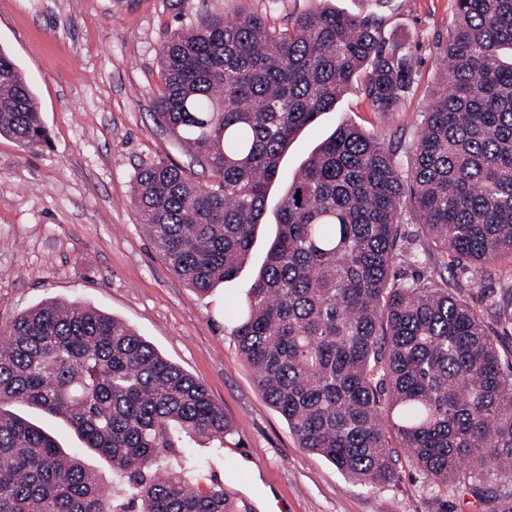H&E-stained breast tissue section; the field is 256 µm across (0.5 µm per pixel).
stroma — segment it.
<instances>
[{"label": "stroma", "mask_w": 512, "mask_h": 512, "mask_svg": "<svg viewBox=\"0 0 512 512\" xmlns=\"http://www.w3.org/2000/svg\"><path fill=\"white\" fill-rule=\"evenodd\" d=\"M317 0H0V49L26 75L50 134L26 150L0 137V319L47 300L80 301L130 325L158 352L199 378L234 431L223 444L182 439L178 455L202 483L254 502L259 512H484L465 487L440 498L406 449L398 476L370 487L298 447L261 396L231 328L276 227L260 225L239 276L201 295L175 275L138 223L135 175L158 161L188 164L154 121L163 87L158 49L171 28L246 10L283 27ZM375 15L387 44L412 54L418 80L401 104L380 110L355 83L335 109L302 129L284 154L268 212L311 151L342 123L384 138L400 168L437 90L440 48L453 0H334Z\"/></svg>", "instance_id": "1"}]
</instances>
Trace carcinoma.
<instances>
[{"label":"carcinoma","instance_id":"1","mask_svg":"<svg viewBox=\"0 0 512 512\" xmlns=\"http://www.w3.org/2000/svg\"><path fill=\"white\" fill-rule=\"evenodd\" d=\"M439 90L401 170L384 140L340 124L288 184L276 234L232 328L266 402L298 447L370 486L397 476L393 442L430 489L469 481L485 512H512V362L489 316L512 326V0H455ZM154 120L210 182L159 160L131 187L135 215L199 294L246 262L294 136L362 76L379 108L417 72L378 19L319 0L285 29L253 13L171 30ZM49 143L26 76L0 50V136ZM419 231L407 235L402 224ZM441 254L497 281L476 309L442 274L398 279ZM61 419L108 462L122 495L53 432L0 408V512H237L170 454L182 437L224 443L232 423L207 387L125 322L46 301L0 322V405Z\"/></svg>","mask_w":512,"mask_h":512}]
</instances>
